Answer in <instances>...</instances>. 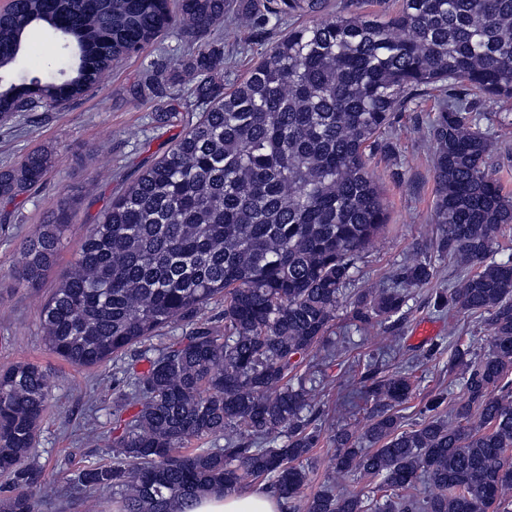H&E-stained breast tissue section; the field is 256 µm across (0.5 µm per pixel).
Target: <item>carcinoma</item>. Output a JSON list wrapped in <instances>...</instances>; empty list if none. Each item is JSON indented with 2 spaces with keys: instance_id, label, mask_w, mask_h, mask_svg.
Segmentation results:
<instances>
[{
  "instance_id": "obj_1",
  "label": "carcinoma",
  "mask_w": 512,
  "mask_h": 512,
  "mask_svg": "<svg viewBox=\"0 0 512 512\" xmlns=\"http://www.w3.org/2000/svg\"><path fill=\"white\" fill-rule=\"evenodd\" d=\"M378 5L380 10L370 6ZM324 0H241L252 24L308 17L224 90L217 33L231 0H11L0 12V119L55 107L91 91L112 64L179 26L195 43L178 66L143 63L129 93L155 100L152 123L183 124L102 218L88 225L81 254L41 310L50 349L92 367L117 362L171 325L182 334L152 349L149 366L115 379L136 411L112 428V461L73 481L109 491L118 512H182L197 494L236 492L253 481L287 512H512V258L492 259L512 229V194L488 168L483 119L509 124L512 0H348L333 17ZM59 33L74 57L66 86L25 77L18 64L32 28ZM442 89L435 143L438 248L466 270L433 306L484 319L482 356L456 339L450 365L463 371L454 419L432 416L403 429L394 408L408 401V373L361 375L369 407L360 448L331 436L336 468L379 479L380 498L306 495L321 440L318 385L298 373L321 344L387 221L367 152L407 95ZM54 164L35 151L0 165V198L39 187ZM74 211L62 202L27 240L13 272L37 288L55 265ZM429 264L400 270L388 288H359V327L389 330L404 318L408 289L427 284ZM224 309L202 317L216 298ZM50 397L36 364L0 373V512H36L42 470L29 462ZM285 436L279 447L270 439Z\"/></svg>"
}]
</instances>
